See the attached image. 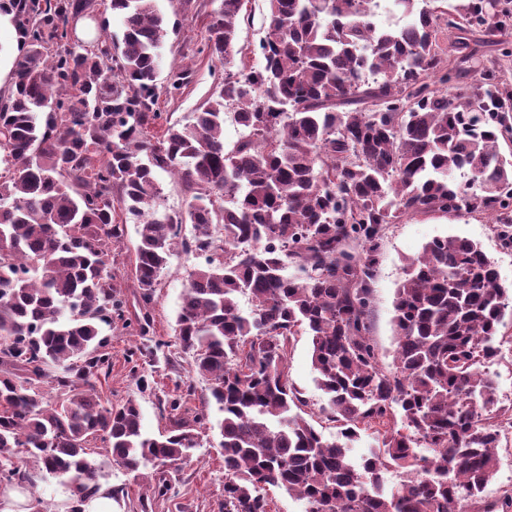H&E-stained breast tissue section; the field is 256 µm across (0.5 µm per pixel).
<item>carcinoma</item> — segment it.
<instances>
[{"label": "carcinoma", "instance_id": "carcinoma-1", "mask_svg": "<svg viewBox=\"0 0 512 512\" xmlns=\"http://www.w3.org/2000/svg\"><path fill=\"white\" fill-rule=\"evenodd\" d=\"M244 2L211 14L204 50L224 79L180 124L155 109L168 34L157 0H110L122 46L80 51L63 38L94 0H0L19 33L0 97V483L27 479L23 454L65 477L70 512H83L109 464L138 478L198 446L181 403H167L170 428L152 436L135 400L114 406L96 388L112 367L100 326L124 319L108 256L125 214L138 224L144 306L177 246L204 256L176 332L223 414L224 512H271L267 486L305 512H467L512 419L483 369L512 340L501 334L512 287L479 244L449 236L406 262L387 367L371 312L389 224L484 213L512 245V160L499 149L512 85L494 65L460 70L447 56L473 32L507 43L499 3L394 0L413 21L380 27L379 0H267L261 62L233 72ZM443 25L455 30L446 50ZM228 110L241 128L230 147ZM159 170L190 194L185 214L160 211ZM304 333L331 442L301 415L290 376L287 351ZM362 431L377 446L354 464ZM97 439L105 460L89 448ZM390 470L402 481L388 491Z\"/></svg>", "mask_w": 512, "mask_h": 512}]
</instances>
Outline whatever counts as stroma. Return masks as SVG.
I'll list each match as a JSON object with an SVG mask.
<instances>
[{
    "label": "stroma",
    "mask_w": 512,
    "mask_h": 512,
    "mask_svg": "<svg viewBox=\"0 0 512 512\" xmlns=\"http://www.w3.org/2000/svg\"><path fill=\"white\" fill-rule=\"evenodd\" d=\"M158 4L177 30L168 34L162 50L157 108L167 113L171 121L184 123L210 96L224 72L203 51L205 27L216 4L214 0H158ZM267 11V0H246L238 21L235 68L259 64V43L265 34ZM181 69L187 72V84L180 94L169 95L166 88L170 75ZM447 236L480 244L496 261L502 283L512 284V248L503 245L494 224L484 214L419 215L389 225L381 241L372 311V335L384 363H391L395 348L392 303L405 264L427 242ZM136 240V226L129 223L122 240L112 246L109 264L125 318L103 330L108 338L107 350L112 355V369L100 379L98 389L103 398L115 403L136 400L142 412V425L153 435L170 426L162 407L164 401L184 397L182 414L188 419L206 411L208 418L198 429V448L190 459L167 470L172 489L166 496L154 499L151 512H224V457L219 446L222 415L211 397L209 380L196 372L191 354L182 349L175 335L186 272L201 263L202 258L175 252L160 277L153 302L145 308L139 302L132 274ZM143 321L149 324L146 335H131L130 325ZM288 365L310 411L318 412L325 395L316 383L308 336L295 337L288 349ZM142 374L150 382L145 390L138 385ZM25 470L29 475L24 488L26 496L41 498L47 512H65L67 494L60 479L39 472L31 464Z\"/></svg>",
    "instance_id": "35a3bbf8"
}]
</instances>
